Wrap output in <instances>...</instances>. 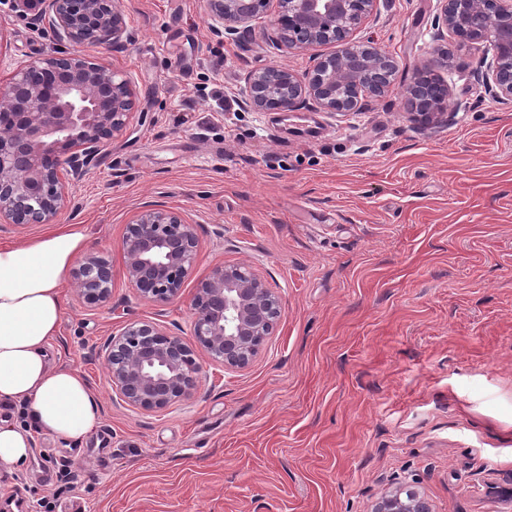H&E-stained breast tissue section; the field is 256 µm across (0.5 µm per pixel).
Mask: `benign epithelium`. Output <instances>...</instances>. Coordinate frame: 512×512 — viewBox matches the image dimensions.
<instances>
[{
    "label": "benign epithelium",
    "mask_w": 512,
    "mask_h": 512,
    "mask_svg": "<svg viewBox=\"0 0 512 512\" xmlns=\"http://www.w3.org/2000/svg\"><path fill=\"white\" fill-rule=\"evenodd\" d=\"M21 10L44 8L37 20L61 48L21 65L0 84V224H53L71 205L70 188L136 117L127 75L81 48H114L130 39L118 0H13ZM270 0H206L211 29L234 42ZM278 19L263 31L278 49L335 43L338 50L303 73L271 65L250 73L243 104L257 111L315 108L330 115L359 110L390 91L397 60L352 33L378 13L380 0H277ZM435 37L452 35L487 49L472 72L485 93L512 104V0H438ZM407 117L420 131L447 122L461 107L448 84L424 76L405 90ZM195 225L174 211L148 209L127 224L123 274L144 300L182 298L198 256ZM75 290L89 303H112V265L97 251L72 270ZM191 340L152 321L127 322L104 345L112 391L146 413L192 396L203 366L197 354L226 369H245L285 313L282 297L251 267L221 264L191 294ZM371 512H433L428 497L406 483Z\"/></svg>",
    "instance_id": "obj_1"
}]
</instances>
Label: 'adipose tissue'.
I'll use <instances>...</instances> for the list:
<instances>
[{
    "label": "adipose tissue",
    "mask_w": 512,
    "mask_h": 512,
    "mask_svg": "<svg viewBox=\"0 0 512 512\" xmlns=\"http://www.w3.org/2000/svg\"><path fill=\"white\" fill-rule=\"evenodd\" d=\"M88 246L78 224L0 246V404L24 416L0 419V470L27 463L33 430L76 442L101 424L100 402L83 375L49 353L65 310L63 288Z\"/></svg>",
    "instance_id": "ef3b65f1"
}]
</instances>
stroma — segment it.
<instances>
[{
	"label": "stroma",
	"instance_id": "obj_1",
	"mask_svg": "<svg viewBox=\"0 0 512 512\" xmlns=\"http://www.w3.org/2000/svg\"><path fill=\"white\" fill-rule=\"evenodd\" d=\"M119 5L132 37L100 56L144 118L58 219L111 261L112 303L65 286L50 348L99 397L101 425L79 442L34 432L27 466L0 473V512H370L411 480L434 512H512V105L472 80L481 45L449 39L462 107L425 134L403 93L435 56L437 0H382L355 36L396 57L394 85L336 117L242 106L250 72L302 73L336 50L266 42L273 2L237 42L213 34L204 0ZM56 48L0 0L1 83ZM148 208L194 224L195 278L244 263L285 304L250 366L204 363L194 395L159 413L115 396L102 353L129 319L191 334L189 297L155 304L123 277L122 237Z\"/></svg>",
	"mask_w": 512,
	"mask_h": 512
}]
</instances>
